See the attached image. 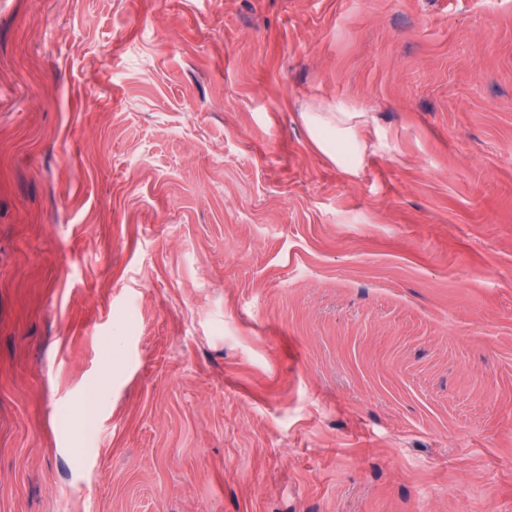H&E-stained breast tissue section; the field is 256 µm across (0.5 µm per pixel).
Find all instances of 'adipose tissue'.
<instances>
[{
    "label": "adipose tissue",
    "mask_w": 512,
    "mask_h": 512,
    "mask_svg": "<svg viewBox=\"0 0 512 512\" xmlns=\"http://www.w3.org/2000/svg\"><path fill=\"white\" fill-rule=\"evenodd\" d=\"M304 119L313 141L320 146L335 144L337 165L347 173H357L373 124L370 112L339 101L328 109L305 113Z\"/></svg>",
    "instance_id": "obj_1"
}]
</instances>
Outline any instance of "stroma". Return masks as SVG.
Masks as SVG:
<instances>
[{"label": "stroma", "mask_w": 512, "mask_h": 512, "mask_svg": "<svg viewBox=\"0 0 512 512\" xmlns=\"http://www.w3.org/2000/svg\"><path fill=\"white\" fill-rule=\"evenodd\" d=\"M0 512H512V0H0ZM321 111L304 112L311 138L321 148L336 141V164L345 172L356 174L367 149L366 136L373 124L372 115L345 101H336Z\"/></svg>", "instance_id": "obj_1"}]
</instances>
